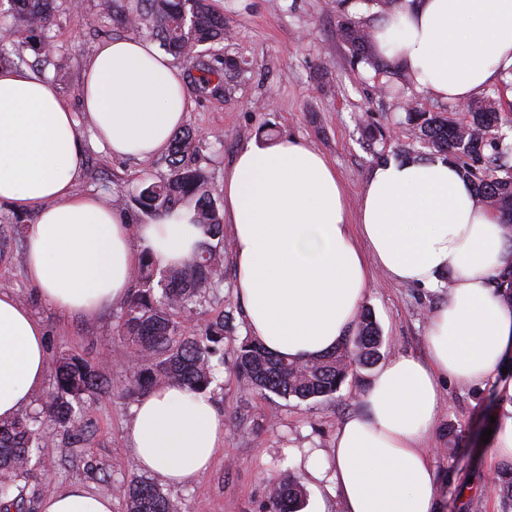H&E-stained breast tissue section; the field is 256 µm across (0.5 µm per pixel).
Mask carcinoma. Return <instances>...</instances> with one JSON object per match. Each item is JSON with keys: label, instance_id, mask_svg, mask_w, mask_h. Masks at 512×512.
<instances>
[{"label": "carcinoma", "instance_id": "obj_1", "mask_svg": "<svg viewBox=\"0 0 512 512\" xmlns=\"http://www.w3.org/2000/svg\"><path fill=\"white\" fill-rule=\"evenodd\" d=\"M11 22L0 27L11 38L0 40V66L14 64L21 52L34 53V66H44L50 47L52 0H7ZM126 23L146 30L160 47L189 62L200 76L196 89L202 94L223 93L247 70V62L232 57L205 55L206 47L224 41V17L211 0H138ZM353 57L379 73L388 64L368 53L369 34L346 25L341 28ZM396 92L411 93L406 123L433 155L455 161L477 193L512 227V145L500 132L512 126V116L501 111L487 95L464 106L467 121L460 124L443 113L425 112L405 75ZM203 143L190 131H177L165 164L168 174L144 176L133 197L140 210L162 216L187 201L194 203L197 223L205 239L197 253L182 267L162 269L144 252L134 274L135 289L117 321L123 350L133 357L123 392L143 393L156 384L200 391L216 380V365L224 363V331L232 326L226 313L201 331L188 330L182 315L191 313L206 295L224 284V216L208 189V178L197 164ZM382 339L371 312L361 314L352 336L318 358L288 360L267 351L255 340L243 341L234 351V370L248 389L264 395L300 402L330 398L338 393L353 370L368 368L380 358ZM109 392L99 366L81 357L64 354L55 364L46 412L58 428L82 434L81 405ZM46 435L38 415L21 412L0 420V512L20 507L23 483L30 478L33 450ZM125 512H180V504L145 477H132L124 492ZM303 490L285 478L272 491L268 512H298Z\"/></svg>", "mask_w": 512, "mask_h": 512}]
</instances>
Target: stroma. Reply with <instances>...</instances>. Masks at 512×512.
Wrapping results in <instances>:
<instances>
[{"label": "stroma", "instance_id": "stroma-1", "mask_svg": "<svg viewBox=\"0 0 512 512\" xmlns=\"http://www.w3.org/2000/svg\"><path fill=\"white\" fill-rule=\"evenodd\" d=\"M215 7L229 31L225 54L249 63L231 93L194 97L184 123L205 140L201 164L215 199L223 197L224 172L239 147L270 134L294 135L319 150L335 167L353 210L378 153L399 144L413 156L427 157L391 91L397 76L378 75L354 63L341 36L340 25L347 21L372 29L386 15L384 6L374 0H217ZM132 33L105 9L104 0H55L54 55L46 71L50 87L76 101L84 58L98 42ZM367 122L382 130V139H366ZM165 171L161 158L146 163L112 159L91 146L76 187L129 196L143 173L157 176ZM32 221V215L0 204V290L27 304L41 321L49 360L63 354L82 357L98 364L119 389L127 379V366L107 350L119 342L120 305L94 318H65L46 304L26 276L25 238L15 232L16 224ZM233 279L232 264H225L223 287L189 322L190 328L200 329L220 313L234 316L233 328L224 335V365L211 387L224 415V447L207 473L170 489L181 512H265L281 479L308 484L297 450L330 452L344 417L361 409L359 396L373 375L369 368L355 370L335 397L307 402L246 391L232 367L234 350L248 336ZM447 300V287L428 290L374 274L363 306L380 329L383 359L425 357L426 315ZM441 393L443 405L426 447L437 469L442 512H501V488L486 479L481 438L498 406L494 385L446 380ZM134 403L118 392L88 402L82 419L89 432L82 437L57 433L52 421H45L50 436L33 457L22 512H38L47 490L63 491L74 484L111 496L114 512H125L123 489L139 472L127 445Z\"/></svg>", "mask_w": 512, "mask_h": 512}]
</instances>
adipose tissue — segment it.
<instances>
[{
  "mask_svg": "<svg viewBox=\"0 0 512 512\" xmlns=\"http://www.w3.org/2000/svg\"><path fill=\"white\" fill-rule=\"evenodd\" d=\"M381 58L418 93L464 103L512 70V0H399L374 27ZM79 104L26 68H0V203L35 216L25 266L59 313L97 315L123 301L143 249L161 268L184 265L204 238L193 205L131 223L101 195L75 188L87 146L143 162L167 151L191 107L183 67L138 36L99 43L83 63ZM234 288L250 335L272 353L313 358L352 330L372 271L398 284L447 285L427 320V356L398 355L376 372L366 408L336 431L330 460L306 449L343 512H438L436 467L421 441L436 420L439 381L494 382L502 398L486 447L512 462V303L497 286L512 229L448 158L376 164L357 213L335 169L303 140L241 145L224 173ZM42 323L0 291V419L41 387ZM128 444L141 471L180 486L224 446L211 393L160 384L132 409ZM40 512H113L112 499L74 484L46 493Z\"/></svg>",
  "mask_w": 512,
  "mask_h": 512,
  "instance_id": "adipose-tissue-1",
  "label": "adipose tissue"
}]
</instances>
